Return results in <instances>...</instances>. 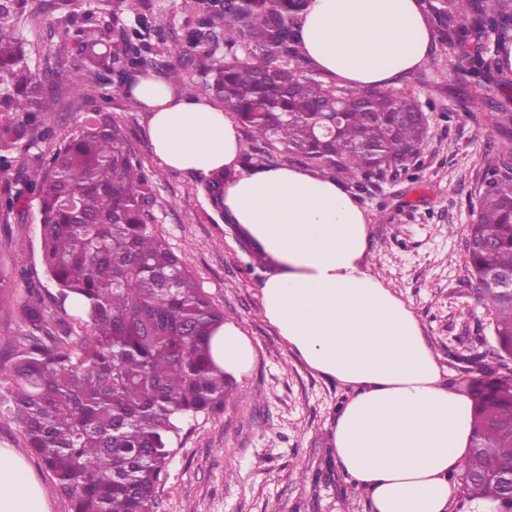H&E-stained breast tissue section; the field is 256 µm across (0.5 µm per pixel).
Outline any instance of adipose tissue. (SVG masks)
Wrapping results in <instances>:
<instances>
[{
    "instance_id": "adipose-tissue-1",
    "label": "adipose tissue",
    "mask_w": 512,
    "mask_h": 512,
    "mask_svg": "<svg viewBox=\"0 0 512 512\" xmlns=\"http://www.w3.org/2000/svg\"><path fill=\"white\" fill-rule=\"evenodd\" d=\"M301 37L309 64L354 89H390L422 66L433 38L421 0H309ZM158 161L210 177L228 170L221 206L272 261L262 313L292 353L353 391L332 429L336 461L371 512H448L470 452V400L444 370L407 303L371 271L368 225L345 185L300 167H243L236 124L207 96L176 95L140 77ZM212 357L248 373L256 352L225 322ZM0 512H49L47 495L14 449L0 448Z\"/></svg>"
}]
</instances>
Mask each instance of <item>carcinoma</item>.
I'll list each match as a JSON object with an SVG mask.
<instances>
[{"label":"carcinoma","mask_w":512,"mask_h":512,"mask_svg":"<svg viewBox=\"0 0 512 512\" xmlns=\"http://www.w3.org/2000/svg\"><path fill=\"white\" fill-rule=\"evenodd\" d=\"M434 37L454 57L452 70L485 109L501 137L479 188L475 278L512 270V100L482 91L511 85L502 57L512 49V0H423ZM308 0H200L178 51L182 65L161 75L188 94L202 92L283 151L315 161L346 179L381 178L421 150L425 119L414 97L338 85L312 68L302 47ZM140 0H117L133 22L116 26L93 12L68 15L67 53L44 72L32 68L22 23L39 19L31 0H0V176L17 170L0 191V218L34 198L41 215L43 264L55 284L52 318L41 290L21 304V350L0 389V418L12 420L26 447L53 474L71 512H155L157 492L183 425L224 409L232 379L211 356L212 333L224 324L217 307L180 257L152 229V182L122 130L100 106L62 137L49 124L57 104L56 75L80 90L87 79L129 94L148 69L157 33ZM61 138L46 154L41 144ZM502 358L512 357V294L481 292ZM473 448L463 493L494 499L512 512L506 491L490 494L492 462L512 461V392L483 394L472 409Z\"/></svg>","instance_id":"carcinoma-1"}]
</instances>
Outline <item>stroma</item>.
I'll return each instance as SVG.
<instances>
[{"instance_id": "35a3bbf8", "label": "stroma", "mask_w": 512, "mask_h": 512, "mask_svg": "<svg viewBox=\"0 0 512 512\" xmlns=\"http://www.w3.org/2000/svg\"><path fill=\"white\" fill-rule=\"evenodd\" d=\"M164 34L159 52L180 49L199 0H145ZM64 22L30 25L33 67L53 66L64 52ZM398 92L416 98L428 118L424 145L406 170L371 182H348L367 217L371 271L411 305L438 355L445 380L469 398L490 373L501 372L491 319L467 266L465 227L497 132L448 68V50L433 46L426 63L403 77ZM110 112L152 178L153 225L198 283L252 341L257 361L238 379L221 412L187 425L159 489L157 512H370L364 490L342 474L333 453L332 424L351 391L298 361L264 319L261 283L271 264L251 248L242 229L225 223L205 178L161 166L146 114L129 109L111 86L86 82L82 93L62 83L52 124L78 127L89 103ZM39 206L29 200L0 229V358L23 333L18 305L27 280L51 288L42 259ZM0 448L24 457L43 485L50 512H70L67 499L17 427L0 419Z\"/></svg>"}]
</instances>
